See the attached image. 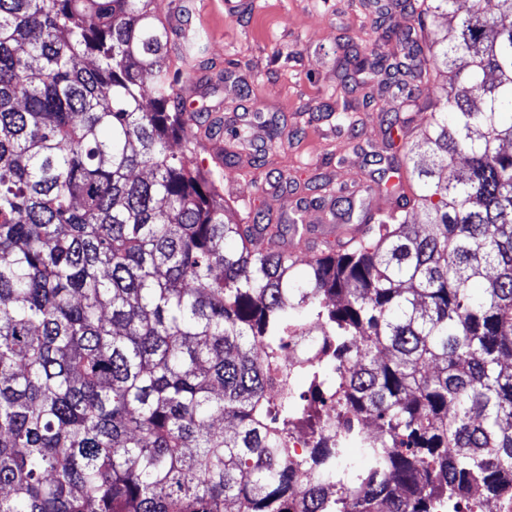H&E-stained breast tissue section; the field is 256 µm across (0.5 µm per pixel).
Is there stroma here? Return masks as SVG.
Masks as SVG:
<instances>
[{"label":"stroma","instance_id":"stroma-1","mask_svg":"<svg viewBox=\"0 0 512 512\" xmlns=\"http://www.w3.org/2000/svg\"><path fill=\"white\" fill-rule=\"evenodd\" d=\"M386 2L397 33L445 34L444 16L419 23L422 0ZM199 10L192 24L207 32L209 43L194 72L193 109L222 115L219 132L233 159L217 163L200 142L192 163L210 173L233 215L260 210L282 220L297 211L314 233L340 222L333 191L356 203L387 199L403 142L380 115L388 113L418 138L429 105L448 93L445 77L418 79L414 97L404 102L386 77L343 91L344 50L373 46L394 59L403 56L400 44L379 40L367 0H203ZM275 122L283 128L282 143L271 149L266 131ZM243 124L251 137L240 143L230 132ZM320 183L327 193L312 201L311 188Z\"/></svg>","mask_w":512,"mask_h":512}]
</instances>
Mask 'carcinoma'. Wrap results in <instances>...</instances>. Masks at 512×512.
<instances>
[{"label": "carcinoma", "instance_id": "obj_1", "mask_svg": "<svg viewBox=\"0 0 512 512\" xmlns=\"http://www.w3.org/2000/svg\"><path fill=\"white\" fill-rule=\"evenodd\" d=\"M379 15L373 80L446 69L380 215L224 220L151 0H0V512H494L512 502V0ZM185 151H169V139ZM425 211L424 231L408 223ZM303 357L270 401V366ZM376 431L365 434L358 421ZM326 435L301 458L288 436ZM360 449L355 461L349 449ZM388 4V24L400 35L410 33L413 38L424 39L429 35V30L433 35L438 34L442 37L446 33L448 20L443 15H436L426 20L425 31L419 28L418 16L423 9L422 0H382Z\"/></svg>", "mask_w": 512, "mask_h": 512}]
</instances>
